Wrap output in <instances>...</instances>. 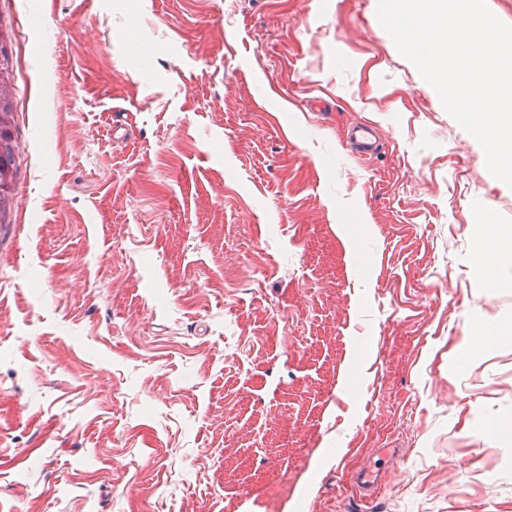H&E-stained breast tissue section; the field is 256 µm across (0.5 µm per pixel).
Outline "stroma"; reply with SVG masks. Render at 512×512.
<instances>
[{
	"instance_id": "1",
	"label": "stroma",
	"mask_w": 512,
	"mask_h": 512,
	"mask_svg": "<svg viewBox=\"0 0 512 512\" xmlns=\"http://www.w3.org/2000/svg\"><path fill=\"white\" fill-rule=\"evenodd\" d=\"M377 2L0 0V512H512V188ZM5 54L2 43L0 44V205L3 204L8 194V172L4 167V159L10 151L14 152L13 140L9 136L10 127V100L4 81ZM475 255L488 284L496 285L500 275L512 266V226L490 224L479 217L475 223Z\"/></svg>"
}]
</instances>
